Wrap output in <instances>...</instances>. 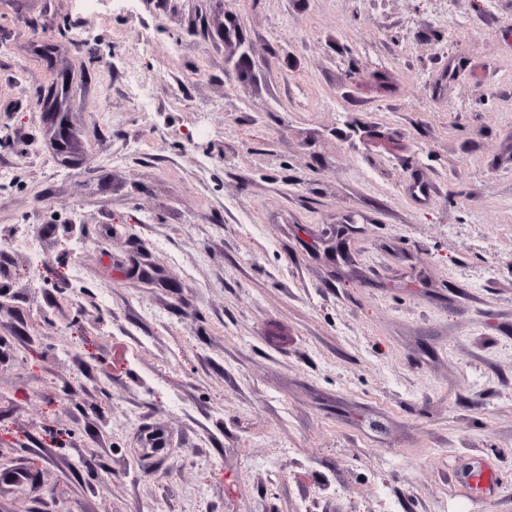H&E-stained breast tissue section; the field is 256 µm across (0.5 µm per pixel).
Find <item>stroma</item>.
Segmentation results:
<instances>
[{"mask_svg":"<svg viewBox=\"0 0 512 512\" xmlns=\"http://www.w3.org/2000/svg\"><path fill=\"white\" fill-rule=\"evenodd\" d=\"M0 133V512H512V0H0Z\"/></svg>","mask_w":512,"mask_h":512,"instance_id":"stroma-1","label":"stroma"}]
</instances>
